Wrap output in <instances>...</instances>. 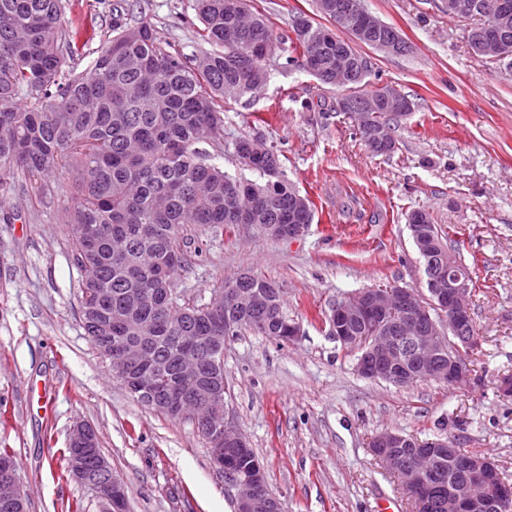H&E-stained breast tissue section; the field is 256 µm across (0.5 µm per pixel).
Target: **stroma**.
Instances as JSON below:
<instances>
[{
    "mask_svg": "<svg viewBox=\"0 0 512 512\" xmlns=\"http://www.w3.org/2000/svg\"><path fill=\"white\" fill-rule=\"evenodd\" d=\"M75 72H88L112 25L148 20L161 42L205 49L194 0H62ZM410 49L370 50L374 85L415 101L397 131L399 150L373 156L336 113L343 88L321 84L285 57L251 104L224 103L219 162L240 170L242 135L281 150L283 172L315 206L308 230L274 240L247 224L213 234L193 228L190 262L174 294L207 303L244 269L275 279L300 327L289 344L243 332L224 344L225 402L264 465L284 512H375L380 500L414 512L398 480L374 459L385 430L450 437L480 450L512 481V398L497 390L512 374V71L476 56L466 22L448 0H364ZM277 33L297 14L318 20L314 0H251ZM70 198L0 192V448L11 449L30 512H102L92 490L56 477V458L77 422L91 424L102 455L128 489L129 512H235L224 476L192 422L146 408L117 381L80 320L81 273L72 256ZM431 213L456 241L478 285L472 309L481 344L464 386L421 382L402 389L355 370L359 352L325 320L330 305L362 289L425 290L406 216Z\"/></svg>",
    "mask_w": 512,
    "mask_h": 512,
    "instance_id": "stroma-1",
    "label": "stroma"
}]
</instances>
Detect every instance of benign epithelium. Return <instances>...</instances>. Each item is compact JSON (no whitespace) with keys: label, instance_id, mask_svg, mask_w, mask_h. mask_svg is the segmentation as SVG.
<instances>
[{"label":"benign epithelium","instance_id":"1","mask_svg":"<svg viewBox=\"0 0 512 512\" xmlns=\"http://www.w3.org/2000/svg\"><path fill=\"white\" fill-rule=\"evenodd\" d=\"M332 24L352 29L356 41L366 40L382 28V23L365 7L364 0H340L326 5ZM481 12L492 21L506 22L512 6L506 0L493 3L476 0H448V15L462 19ZM264 234L281 239L301 235L307 225L291 224L284 230L274 224H257ZM418 253L434 252L425 231L411 226ZM426 292L396 284L384 288L355 291L329 307L326 318L331 334L341 343L360 351L356 371L364 378L378 380L395 378L406 384L433 379L450 385L468 381L469 371L457 356L460 346L474 347L476 336L470 323L472 288L470 276L431 263L424 266ZM241 277L226 283L227 308L242 311L257 300V292L239 287ZM110 356L113 375L130 391L149 400L157 395L143 375L155 372L158 363L142 347L125 336L112 339ZM198 375L197 358L189 353L180 368L181 384L162 393L169 410L188 416L184 405ZM195 424L206 430L212 440L211 462L227 474V486L235 491L237 512H283L280 499L263 493L265 477L257 458L249 468L235 474L231 470L232 454L249 448L244 435L232 424L226 411L224 395L215 391L205 413L195 417ZM95 430L88 424L76 425L69 438L72 478L103 491L104 506L114 507L127 498L125 485L116 477L108 481L104 474L110 466L98 457L96 477L85 467V458L95 447ZM410 443L405 435L386 430L373 436L370 447L379 463L398 478L402 486H415L412 496L415 512H512V487L496 485L501 479L497 466L488 457L457 455L455 444L448 439L420 443L413 450L419 462L408 468L399 465L394 449ZM438 455L456 463L468 478L448 485V493L431 495L430 457ZM26 500V493L16 474L13 461L0 459V502L14 504Z\"/></svg>","mask_w":512,"mask_h":512}]
</instances>
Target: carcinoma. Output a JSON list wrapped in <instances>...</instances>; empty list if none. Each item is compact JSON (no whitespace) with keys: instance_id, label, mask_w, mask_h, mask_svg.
<instances>
[{"instance_id":"carcinoma-1","label":"carcinoma","mask_w":512,"mask_h":512,"mask_svg":"<svg viewBox=\"0 0 512 512\" xmlns=\"http://www.w3.org/2000/svg\"><path fill=\"white\" fill-rule=\"evenodd\" d=\"M244 0H196L203 37L211 46L191 58L163 45L154 26L140 20L115 35L94 59L91 73L66 69L60 48L61 0H0V190L28 186L38 194L54 192L46 177L59 173L72 190L68 236L81 272L79 307L86 335L99 354L104 337L129 336L147 343L161 364L158 382L176 383V364L185 342L193 341L205 358L212 336H237L252 331L273 339L285 335L291 322L266 318L254 308L236 318V328L224 331V314L211 316L206 304L186 302L180 320L143 301L160 287L158 271L180 255L171 270L177 280L189 266L184 231L198 226L214 233L226 224L242 223L239 213L258 207L260 224H310L313 204L284 178L281 151L270 146L262 154L247 150L251 137L233 143L234 156L259 180L246 179L211 162L202 143L215 146L224 136V113L217 101L233 99L230 86L249 89L244 98L269 78L267 62L286 55L287 64L317 54L318 80L334 84L336 64L347 54L364 53L322 24L309 34L291 26L288 34L274 31L268 17L252 13L242 27L237 15ZM470 30L498 48L512 68V19L505 27L486 26L469 18ZM344 100L352 102L336 112L359 128L386 127L383 148L376 156L398 150L394 130L405 113L382 99L381 88L352 81ZM26 96L23 106L19 94ZM408 224H426L438 249L430 258L443 259L472 275L458 249L434 224L429 212L413 210ZM244 288H260L284 308L283 291L276 283L248 273ZM99 288L111 293L96 298ZM224 380V352L204 362L203 377L193 403L205 404L213 378Z\"/></svg>"}]
</instances>
